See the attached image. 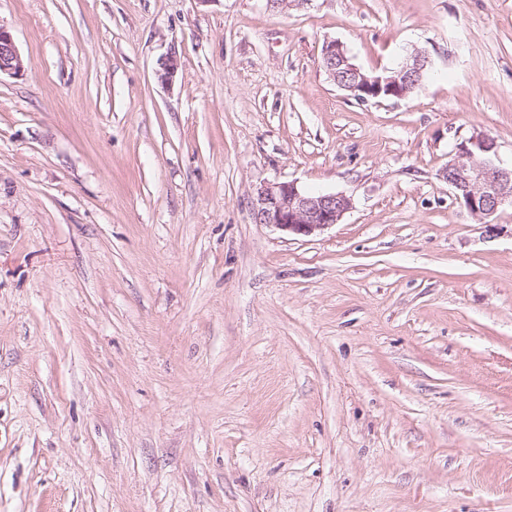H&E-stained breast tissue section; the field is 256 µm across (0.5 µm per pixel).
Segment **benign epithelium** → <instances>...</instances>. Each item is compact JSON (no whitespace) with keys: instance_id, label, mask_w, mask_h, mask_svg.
Here are the masks:
<instances>
[{"instance_id":"1","label":"benign epithelium","mask_w":512,"mask_h":512,"mask_svg":"<svg viewBox=\"0 0 512 512\" xmlns=\"http://www.w3.org/2000/svg\"><path fill=\"white\" fill-rule=\"evenodd\" d=\"M428 64L426 51L415 48L397 68L370 72L352 62L343 43L331 40L322 47V66L329 78L360 102L408 97L420 86ZM179 65L176 54L166 56L160 62L159 77L169 81ZM25 68L12 32L0 25V76H18ZM496 155L493 139L475 135L456 144L453 158L439 173L455 200L486 225L500 208L512 205V168L498 165ZM351 209L352 200L347 195L309 193L295 181L263 183L251 200L256 223L300 237L322 233Z\"/></svg>"}]
</instances>
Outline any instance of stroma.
Here are the masks:
<instances>
[{
	"mask_svg": "<svg viewBox=\"0 0 512 512\" xmlns=\"http://www.w3.org/2000/svg\"><path fill=\"white\" fill-rule=\"evenodd\" d=\"M0 512H512V0H0ZM367 71L431 66L361 103ZM177 52L171 83L157 62ZM341 192L321 235L265 182ZM25 68L12 32L0 25V77L21 75ZM428 64L426 51L414 48L397 68L370 72L352 62L343 43L331 40L322 47V66L329 78L360 102L408 97L420 86ZM497 146L485 135L456 144L453 158L439 173L455 200L473 217L493 226L488 219L506 204L512 205V168L495 161ZM351 208V198L343 193H309L296 181L260 184L251 200L256 223L300 237L316 236L338 224Z\"/></svg>",
	"mask_w": 512,
	"mask_h": 512,
	"instance_id": "obj_1",
	"label": "stroma"
}]
</instances>
